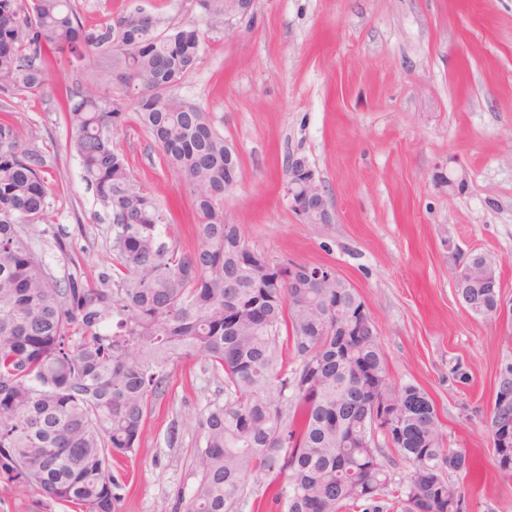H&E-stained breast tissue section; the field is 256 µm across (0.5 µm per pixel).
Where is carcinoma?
I'll list each match as a JSON object with an SVG mask.
<instances>
[{
  "mask_svg": "<svg viewBox=\"0 0 512 512\" xmlns=\"http://www.w3.org/2000/svg\"><path fill=\"white\" fill-rule=\"evenodd\" d=\"M203 39L193 20L146 30L137 9L86 28L72 0H0V92H43L52 54L112 55L118 83L139 90L141 124L189 190L198 236L194 251L180 248L168 210L114 148L120 100L66 86L69 149L114 239L97 281L59 287L25 235L46 219L45 159L0 122V479L79 512H119L112 462L135 452L170 367L202 356L223 377L224 400L198 417L197 483L174 512H238L246 487L272 485L281 512H457L465 494L451 476L468 475L472 457L448 447L421 387L391 382L377 334L336 329V305L360 309L358 292L334 276L306 284L301 271L306 287L288 285L290 265L224 223V176L238 160L227 159L212 113L175 94ZM460 293L489 317L485 289ZM285 341L296 360L288 371L278 367ZM374 398L396 405L394 423L371 422ZM485 426L511 484L512 363L500 368ZM390 448L409 465L398 481Z\"/></svg>",
  "mask_w": 512,
  "mask_h": 512,
  "instance_id": "1",
  "label": "carcinoma"
}]
</instances>
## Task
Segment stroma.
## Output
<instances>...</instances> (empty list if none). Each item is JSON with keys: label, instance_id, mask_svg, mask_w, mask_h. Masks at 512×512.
Listing matches in <instances>:
<instances>
[{"label": "stroma", "instance_id": "stroma-1", "mask_svg": "<svg viewBox=\"0 0 512 512\" xmlns=\"http://www.w3.org/2000/svg\"><path fill=\"white\" fill-rule=\"evenodd\" d=\"M73 2L87 27L135 9L161 31L199 23L204 43L178 92L212 112L238 154L225 222L271 262L328 265L354 285L392 382L421 386L449 446L473 456L468 512H512V485L499 480L484 427L499 370L512 362V334L469 313L452 283L458 253L483 252L512 297V0H256L252 16L229 22L196 0ZM89 66L126 110L113 145L170 207L172 238L194 249L190 194L140 126L135 91L116 84L110 57L92 56ZM0 121L18 126L46 159L48 222L33 249L58 283L97 278L112 262V226L67 147L56 88L0 93ZM293 157L323 185L331 225L304 223L289 206ZM461 173L465 182L449 190ZM457 358L468 386L448 373ZM223 398V379L204 358L171 366L125 462L120 512H171L192 495L196 418ZM0 512L74 509L0 482Z\"/></svg>", "mask_w": 512, "mask_h": 512}]
</instances>
